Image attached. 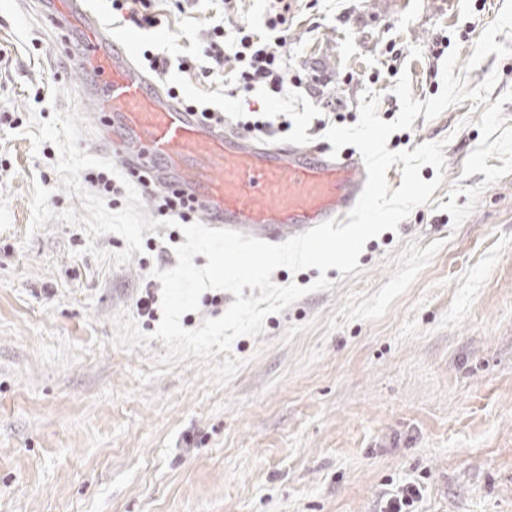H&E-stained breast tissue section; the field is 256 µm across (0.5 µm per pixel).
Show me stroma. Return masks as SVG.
<instances>
[{
    "instance_id": "35a3bbf8",
    "label": "stroma",
    "mask_w": 512,
    "mask_h": 512,
    "mask_svg": "<svg viewBox=\"0 0 512 512\" xmlns=\"http://www.w3.org/2000/svg\"><path fill=\"white\" fill-rule=\"evenodd\" d=\"M154 6L166 22L137 47L169 60L164 83L232 123L254 108L288 120L275 143H323L326 98L355 124L367 88L393 121L404 73L413 99L436 96L443 41L468 87L498 81L486 103L416 117L408 150L445 143L443 169L420 170L441 181L428 204L366 242L359 274L277 269L279 285L323 274L333 286L217 354L243 366L215 387L185 362L153 375L162 314L137 306L161 298L153 272L176 266L183 233L157 226L116 265L85 247L112 258L124 238L59 220L84 216L82 201L63 189L57 147L32 148L25 131L72 105L36 91L79 77L31 0H0V512H379L409 482L415 512H512V0H292L285 52L301 82L273 100L228 99L177 70L220 0ZM37 186L56 217L34 232ZM123 309L147 347L112 346Z\"/></svg>"
}]
</instances>
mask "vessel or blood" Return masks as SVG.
I'll use <instances>...</instances> for the list:
<instances>
[{
	"mask_svg": "<svg viewBox=\"0 0 512 512\" xmlns=\"http://www.w3.org/2000/svg\"><path fill=\"white\" fill-rule=\"evenodd\" d=\"M87 0H51L49 18L68 42L83 98L123 166L192 199L204 223L279 244L326 221L345 223L367 173L359 152L279 146L202 121L135 60L133 39H115Z\"/></svg>",
	"mask_w": 512,
	"mask_h": 512,
	"instance_id": "1",
	"label": "vessel or blood"
}]
</instances>
